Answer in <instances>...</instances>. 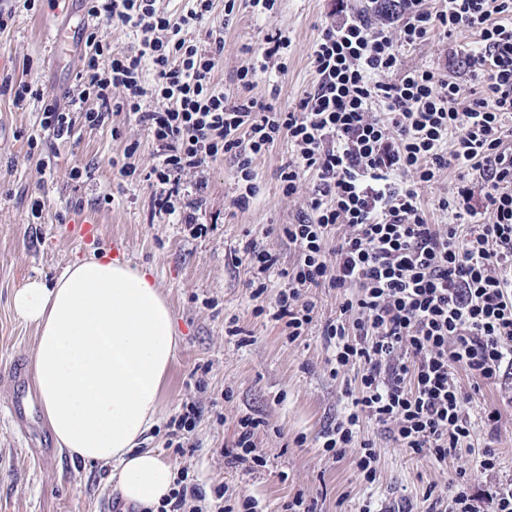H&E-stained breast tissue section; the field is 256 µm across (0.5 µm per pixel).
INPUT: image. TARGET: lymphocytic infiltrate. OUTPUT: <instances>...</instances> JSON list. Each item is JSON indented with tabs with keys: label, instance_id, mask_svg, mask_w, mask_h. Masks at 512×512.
<instances>
[{
	"label": "lymphocytic infiltrate",
	"instance_id": "lymphocytic-infiltrate-1",
	"mask_svg": "<svg viewBox=\"0 0 512 512\" xmlns=\"http://www.w3.org/2000/svg\"><path fill=\"white\" fill-rule=\"evenodd\" d=\"M84 2L96 21L130 28L136 45L114 49L89 31L64 108L32 83H17L15 104L40 105L30 155L47 138L77 144L84 130L106 128L120 140L113 115H133L156 161L139 169L131 143L113 155V173L122 181L144 177L156 188L155 212L177 217L197 238L208 230L196 211L209 164L233 161V204L245 209L259 193L257 160L288 142L292 154L277 171L283 194L313 177L304 215L279 227L296 258L281 269L275 254L250 245L244 261L258 273L249 282L252 298L268 288L264 273L274 269L284 279L271 318L292 341L314 320L309 289L350 292L323 334L336 367L362 371L347 413L322 435L324 451L355 449L357 475L370 485L376 454L358 439L364 421L385 427L397 447L439 463L479 430L495 431L499 412L476 414L470 406L481 386L512 375V148L504 145L512 136V0H443L437 10L404 0L403 18L390 30L365 24L337 0L310 51L317 81L285 110L251 94L259 77L286 71L282 31L264 36L230 95L215 80L224 29L207 21L216 0H193L175 20L158 0ZM464 27L480 36L477 45L450 49L466 60L467 84L434 67H403L400 47L436 33L450 39ZM148 96L157 107L145 108ZM452 167L457 195L438 205L453 221L429 223L421 191ZM190 175L196 197L185 204L182 180ZM340 224L346 231L330 245ZM460 368L471 385L457 378ZM500 465L496 449H482L479 466L492 478L486 489L476 492L457 475L424 512H512V483L493 480Z\"/></svg>",
	"mask_w": 512,
	"mask_h": 512
}]
</instances>
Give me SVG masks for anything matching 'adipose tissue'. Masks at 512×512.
Returning <instances> with one entry per match:
<instances>
[{
    "label": "adipose tissue",
    "instance_id": "1",
    "mask_svg": "<svg viewBox=\"0 0 512 512\" xmlns=\"http://www.w3.org/2000/svg\"><path fill=\"white\" fill-rule=\"evenodd\" d=\"M13 307L38 332L37 390L58 448L85 463H113L120 495L152 512L177 474L140 443L157 423L179 339L152 276L95 254L69 264L53 283L27 280Z\"/></svg>",
    "mask_w": 512,
    "mask_h": 512
}]
</instances>
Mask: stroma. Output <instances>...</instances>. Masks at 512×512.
<instances>
[{"instance_id": "1", "label": "stroma", "mask_w": 512, "mask_h": 512, "mask_svg": "<svg viewBox=\"0 0 512 512\" xmlns=\"http://www.w3.org/2000/svg\"><path fill=\"white\" fill-rule=\"evenodd\" d=\"M334 7L335 0H278L269 19L256 18L243 7L229 24L222 13H214L211 25L226 27L216 81L225 92H236L237 70L248 61L246 48L268 32L286 31L285 75L274 86L258 81L252 94L288 107L315 82L310 48ZM0 9L15 12L0 31V368L32 363L35 352L36 328L20 320L12 306L17 288L31 278L53 280L73 260L113 250L118 238L124 246L113 251L132 267L151 270L181 333L161 385L159 421L143 445L175 468L188 470L205 495L221 485L229 498H257L261 512H285L298 495L315 512H358L368 498L382 506L419 508L429 491L442 489L460 472L483 488L478 451L486 446L500 456L498 479H512V388L506 386L485 385L477 395L478 406L499 411L497 432H480L476 447L461 448L448 464L398 448L389 432L371 421L363 423L360 436L376 451L373 485L357 480L352 454L338 459L324 452L321 435L343 415L358 374L354 367L332 373V350L322 334L344 294L313 289L314 321L305 336L291 342L270 317L254 312L256 304L273 303L282 285L276 270L266 273L269 288L256 301L248 288L251 270L236 262L251 244L275 253L279 267L296 257L294 246L276 231L278 225L297 223L307 191L302 185L288 197L280 188L277 169L291 153L288 143H279L259 160L260 193L245 210L232 204L236 181L231 162L209 166L207 200L198 213L208 232L198 238L175 217L153 216L154 190L148 183H122L113 175L112 155L127 143L140 144L133 157L139 168L155 160L146 133L125 115L113 118L123 132L120 141L99 130L82 132L75 146L44 143L51 167L41 170L27 144L40 105L15 106L13 87L27 81L66 104L65 93L82 68L84 43L49 55L41 48V32L47 25L75 24L79 10L73 0H39L32 11L24 9L23 0H0ZM400 55L405 65L434 66L449 79H466L463 66L450 62L448 43L440 37L402 48ZM76 165L89 174L73 182L67 172ZM108 193L114 199L106 204L102 197ZM37 197L45 201L38 220L30 214V201ZM85 221L99 223L97 236L78 235L76 228ZM27 390V385L0 380V512H112L118 493L111 466L72 460L58 448L51 456L38 455L21 435L9 407ZM192 401L201 410L197 426L183 448L169 447V422ZM245 415L259 419L255 442L267 459L266 466L253 470L225 458L237 421Z\"/></svg>"}]
</instances>
